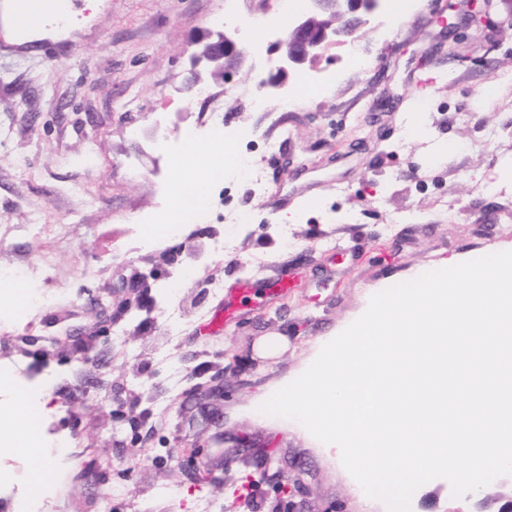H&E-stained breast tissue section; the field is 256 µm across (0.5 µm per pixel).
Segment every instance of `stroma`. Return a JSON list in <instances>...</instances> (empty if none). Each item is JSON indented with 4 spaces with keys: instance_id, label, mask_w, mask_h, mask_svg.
I'll use <instances>...</instances> for the list:
<instances>
[{
    "instance_id": "1",
    "label": "stroma",
    "mask_w": 512,
    "mask_h": 512,
    "mask_svg": "<svg viewBox=\"0 0 512 512\" xmlns=\"http://www.w3.org/2000/svg\"><path fill=\"white\" fill-rule=\"evenodd\" d=\"M449 0H416L407 11L383 5L358 42L326 43L317 59L287 79L301 94L289 113V136L276 153L279 115L249 112L244 96L267 80L276 56L246 50L228 79L240 88L224 99L227 133L253 141L262 183L212 182L231 192L233 210L254 224H228L223 206L186 236L139 244V218L173 200L186 167L185 141L170 155L154 146L156 124L192 131L210 143L199 104H185L195 40L217 29V14L260 18L263 0H102L96 14L76 6L71 40H44L0 51V286L21 282L31 267L50 266V288L25 311L0 305V361H16L29 385L0 391V414L26 415L47 403L51 436L16 438L0 454L14 489L0 490L8 512L13 490H37L36 455L54 472L41 512H386L368 498L322 444L298 422L259 407L294 379L321 337L343 326L375 293L444 267L458 257L512 250V33L501 23L512 0H496L486 27L461 25L447 36ZM370 64L351 67V54ZM328 77L307 95L304 80ZM495 88L493 108L482 104ZM234 240L211 253L213 238ZM200 249L201 276L171 291L172 275ZM267 260L264 272L251 267ZM158 270L141 307L116 323L125 340L100 344V367L59 343L27 354L32 335L88 326L90 296L112 277ZM240 288L222 328L207 323L231 289ZM224 397L220 422L207 426L184 408L186 392L216 371ZM155 431L134 443V426ZM281 462L275 482H258L240 440ZM200 443L199 475L187 480L182 457ZM512 489L502 476L479 493L456 498L438 478L419 487L411 512H478L482 500Z\"/></svg>"
}]
</instances>
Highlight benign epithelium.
<instances>
[{
    "label": "benign epithelium",
    "mask_w": 512,
    "mask_h": 512,
    "mask_svg": "<svg viewBox=\"0 0 512 512\" xmlns=\"http://www.w3.org/2000/svg\"><path fill=\"white\" fill-rule=\"evenodd\" d=\"M312 8L294 18L286 31L273 42L277 54L276 72L264 83L269 90H277L286 78L301 71L317 56L322 46L333 40L354 43L367 33L370 16L378 8L379 0H310ZM493 0H460L453 9L463 11L467 23H478L489 18ZM202 48L192 58V75L202 68L215 82L224 81L231 74L229 60L240 56L235 36L223 31L208 30L201 37ZM118 316L106 309L100 311L99 320L88 330L76 331L70 336L75 349L91 351L100 339V334L111 327ZM224 396V373L212 375L208 382L197 384L186 394L185 404L196 407L203 413L206 422H212L211 402ZM261 479L267 480L272 458L268 454H247Z\"/></svg>",
    "instance_id": "1"
}]
</instances>
